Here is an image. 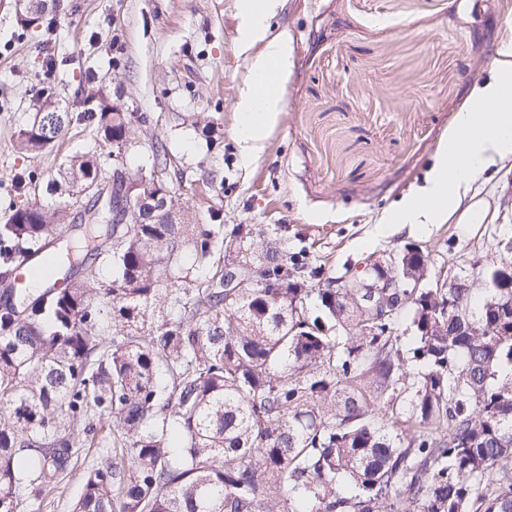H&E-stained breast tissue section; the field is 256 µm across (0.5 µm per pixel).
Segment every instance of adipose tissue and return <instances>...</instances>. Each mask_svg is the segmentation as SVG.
Returning <instances> with one entry per match:
<instances>
[{
	"label": "adipose tissue",
	"instance_id": "obj_1",
	"mask_svg": "<svg viewBox=\"0 0 512 512\" xmlns=\"http://www.w3.org/2000/svg\"><path fill=\"white\" fill-rule=\"evenodd\" d=\"M241 37L246 45H258L250 59V81L238 105L236 134L243 156L250 159L263 148L283 99L273 91L255 93L254 76L269 67L285 71L291 55L287 31L271 33L265 0H240ZM474 104L459 113L448 142L439 152L429 176L415 199L384 215L381 225L416 229L427 224H481L487 207L477 197L476 183L492 166L512 160V32L500 42L490 77L472 93Z\"/></svg>",
	"mask_w": 512,
	"mask_h": 512
}]
</instances>
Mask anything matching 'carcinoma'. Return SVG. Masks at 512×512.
Instances as JSON below:
<instances>
[{
	"mask_svg": "<svg viewBox=\"0 0 512 512\" xmlns=\"http://www.w3.org/2000/svg\"><path fill=\"white\" fill-rule=\"evenodd\" d=\"M45 9L17 0L21 27ZM74 119L95 120L114 148L128 135L130 113L109 102L73 114L47 97L18 149L46 151ZM161 166L157 151L134 173L142 191L165 184ZM101 180L82 153L49 185L89 195ZM208 216L123 224L98 206L94 260L75 278L65 258L48 261L64 288L23 282L0 305V512H34L23 490L55 487L72 448L106 426L112 454L73 512H512V254L473 264L485 288H394L367 303L336 287L352 265L282 250L283 225L226 232ZM65 223V209L29 203L0 242L52 240ZM399 255L401 279L428 275L421 248ZM242 263L255 285L224 287V266Z\"/></svg>",
	"mask_w": 512,
	"mask_h": 512,
	"instance_id": "carcinoma-1",
	"label": "carcinoma"
}]
</instances>
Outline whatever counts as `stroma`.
<instances>
[{
	"mask_svg": "<svg viewBox=\"0 0 512 512\" xmlns=\"http://www.w3.org/2000/svg\"><path fill=\"white\" fill-rule=\"evenodd\" d=\"M238 3L48 0L41 25L25 30L14 0H0V224L28 200L68 207L74 224L92 205L44 188L71 154L108 157L92 124L72 123L39 155L14 141L44 96L62 111L79 100L94 111L97 88L131 115L124 167L149 166L163 144L185 210L220 211L228 228L283 225L284 249H313L331 269L409 243L429 253L434 280L500 261L499 242L512 238V161L478 188L485 223L412 231L378 220L425 184L473 87L490 75L512 0H275L270 26L292 37L284 110L248 163L236 136L249 62ZM208 125L217 136L206 138ZM21 172L31 182L20 192ZM96 456L79 448L57 487L40 494L39 512H72Z\"/></svg>",
	"mask_w": 512,
	"mask_h": 512,
	"instance_id": "obj_1",
	"label": "stroma"
}]
</instances>
